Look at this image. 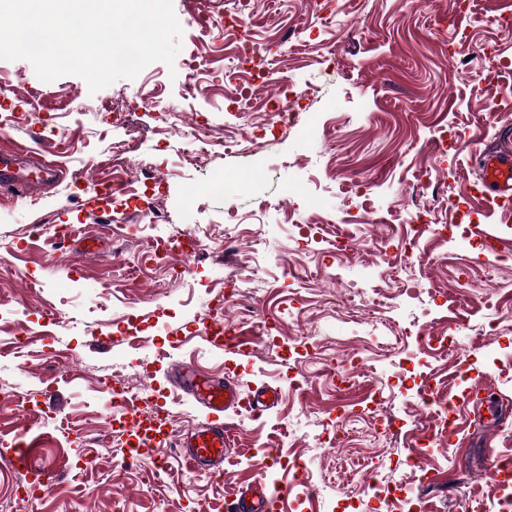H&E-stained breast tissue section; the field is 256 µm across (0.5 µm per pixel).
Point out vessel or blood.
I'll list each match as a JSON object with an SVG mask.
<instances>
[{"instance_id":"vessel-or-blood-1","label":"vessel or blood","mask_w":512,"mask_h":512,"mask_svg":"<svg viewBox=\"0 0 512 512\" xmlns=\"http://www.w3.org/2000/svg\"><path fill=\"white\" fill-rule=\"evenodd\" d=\"M14 149L0 148V191L26 194L36 187L56 181L65 171L64 166L49 155L38 159V171L23 175L15 168ZM483 184L501 206L512 205V153L484 149ZM203 341L211 348L231 355L246 353L248 343L242 338L225 339L223 334L206 329ZM177 387L186 396L199 404L207 413V421L190 437L170 435L165 413H158L154 425L140 424L139 408L129 405L125 412L128 419L135 421L131 432L132 442L149 439L156 452L166 453L177 449L183 463L192 472L204 467L221 465L230 446L231 429L224 421L228 411L246 408L252 417H262L270 410L271 403L278 398L276 389L261 387L242 396L238 383L231 379H215L198 373L191 365H181L177 374ZM282 491L270 487L266 482L255 480L241 487L236 495L225 504V512H271L274 504L281 500Z\"/></svg>"}]
</instances>
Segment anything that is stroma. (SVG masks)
I'll use <instances>...</instances> for the list:
<instances>
[{
	"mask_svg": "<svg viewBox=\"0 0 512 512\" xmlns=\"http://www.w3.org/2000/svg\"><path fill=\"white\" fill-rule=\"evenodd\" d=\"M173 6L183 28L173 65L152 63L95 93L80 77L44 82L28 61L0 59V113L24 116L0 129V145L47 147L72 174L46 193H0V454L22 428L40 442L32 467L55 463L33 504L22 506L12 484L24 472L1 468L0 502L22 512H224L244 480L262 477L286 487L285 512H372L362 477L323 485L337 456L357 458L364 446L355 436L337 452L313 441L342 398L363 424L396 418L401 435L377 445L391 460L387 478L432 512L499 503L506 491L483 475L512 458V260L488 252L477 228L512 241V209L483 193L479 150L503 147L499 131L512 126V0H251L243 26L272 46L264 78L240 64L242 42L225 32L233 22L226 7L202 19L190 16V0ZM478 46L497 64L493 85L479 95L464 69L448 66L449 56ZM192 59L204 66L189 96ZM291 85L307 89L303 104L322 125H273L271 109ZM243 92L252 106L244 116L234 110ZM121 99L130 105L125 122H109ZM162 112L176 131L152 133ZM198 121L217 136L263 129L261 146L247 158L206 155L188 134ZM132 130L150 168H112L113 142ZM215 166L231 191L204 190ZM112 173L138 184L136 202L83 210L99 177ZM151 208L170 215L165 233L192 228L202 240L185 280L168 277L182 262L175 250L158 269L121 272L152 232L143 217ZM352 211L367 223H349ZM419 219L431 229L406 247ZM71 254L79 266H70ZM258 264L246 301L266 327L243 320L235 304L224 307L255 350L233 357L210 349L200 334L229 273ZM364 278L377 290L378 318L404 336L397 350L362 351L368 325L337 313ZM488 278L499 285L493 300ZM410 285L417 299L408 298ZM421 306L433 309V335L459 337L469 352L462 364L417 342ZM344 350L362 351L365 364L339 396L329 378L314 375V360ZM184 362L235 376L245 395L262 384L282 392L262 418L228 412L234 443L220 484L175 454L164 472L147 454L123 463L104 416L100 382L117 373L150 387L175 433L204 422L205 410L168 376ZM429 376L439 396L469 402L448 442L420 399ZM420 435L429 439L428 483L405 464ZM299 456L311 461L302 481L284 463ZM447 476L462 482L444 487Z\"/></svg>",
	"mask_w": 512,
	"mask_h": 512,
	"instance_id": "stroma-1",
	"label": "stroma"
}]
</instances>
